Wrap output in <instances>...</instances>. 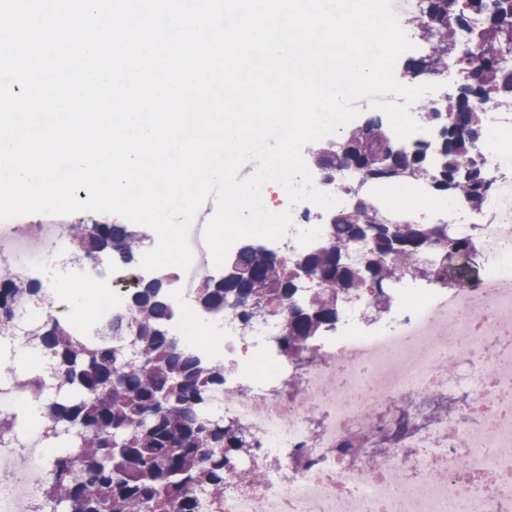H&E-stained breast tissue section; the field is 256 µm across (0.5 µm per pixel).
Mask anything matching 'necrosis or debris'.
<instances>
[{
  "label": "necrosis or debris",
  "mask_w": 512,
  "mask_h": 512,
  "mask_svg": "<svg viewBox=\"0 0 512 512\" xmlns=\"http://www.w3.org/2000/svg\"><path fill=\"white\" fill-rule=\"evenodd\" d=\"M476 160L491 179L485 208L438 217L478 234L479 275L444 286L401 279L391 308L369 323L346 308L299 373L270 342L281 318L245 327L233 310L197 309L198 285L215 264L204 225H191L193 259L170 280L168 331L184 339L191 321L207 335L195 349L224 365L210 409L251 430L263 473L256 485L230 480L223 502L200 499L197 512H502L512 496V142L485 139ZM280 207L292 223L275 247L301 252L327 235L321 207L286 198ZM61 221L42 214L32 224H1L0 260L11 277L43 284L82 335L127 312L128 277L155 273L126 269L117 254L74 261L70 241L53 232ZM63 284L86 289L91 307H74ZM448 325L454 335H444ZM48 444L40 424L0 445V512H38L43 485L30 474H48ZM410 448L420 476L393 482L387 473L404 467ZM488 468L505 481L485 487Z\"/></svg>",
  "instance_id": "necrosis-or-debris-1"
}]
</instances>
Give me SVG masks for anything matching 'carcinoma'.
Here are the masks:
<instances>
[{
    "label": "carcinoma",
    "mask_w": 512,
    "mask_h": 512,
    "mask_svg": "<svg viewBox=\"0 0 512 512\" xmlns=\"http://www.w3.org/2000/svg\"><path fill=\"white\" fill-rule=\"evenodd\" d=\"M486 13L483 27L469 30L479 60L465 67L460 92L435 110L418 106L424 123L436 131L431 141L408 147L392 141L382 117L366 119L329 150L309 151L315 170L327 181L351 170L364 185L412 183L430 192L464 200L472 211L485 206L490 179L473 159L483 139L477 106L512 98V67L502 56L512 51V0H423L412 24L427 31L433 54L457 42L468 30L467 13ZM375 203H354L336 212L330 241L304 253L277 255L246 243L226 263L223 274L205 277L196 293L207 311L232 306L248 325L260 306L283 319L279 354L291 363L308 359L315 336L336 326L342 315L336 299L378 283L386 289L404 276L448 283V260L476 249L471 234H448L446 224L386 223ZM368 243L358 264L344 249ZM70 242L79 258L116 251L124 262L139 259L143 240L130 224H78ZM305 269L316 289L304 302L298 287L282 277L283 263ZM168 277L159 275L129 289V313L92 336L77 335L54 318L39 330V349L57 371L44 382L42 414L53 443L74 452L52 459L44 486L48 512H196L198 499L224 500L228 479L248 484L259 469L246 467L254 440L250 431L212 413L210 391L224 384V366L206 365L172 339L166 323ZM39 287L0 276V330L14 327L15 307L32 300Z\"/></svg>",
    "instance_id": "1"
}]
</instances>
